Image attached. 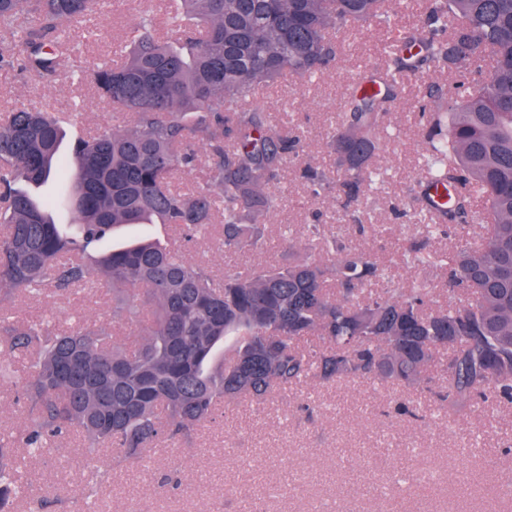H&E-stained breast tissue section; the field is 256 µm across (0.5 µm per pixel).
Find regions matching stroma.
<instances>
[{"label":"stroma","instance_id":"1","mask_svg":"<svg viewBox=\"0 0 512 512\" xmlns=\"http://www.w3.org/2000/svg\"><path fill=\"white\" fill-rule=\"evenodd\" d=\"M158 26L168 21V0H107L102 13L80 22L78 65L90 68L110 59L142 15ZM421 0H401L390 25L360 23L341 34L342 54L335 66L307 86L288 78L251 99L254 110L275 116L302 131L296 157L284 164L279 185L285 200L271 218L267 253L241 255L240 263L287 264L289 252L279 236L289 226L302 237L305 225L319 224L326 236L352 238L376 257L397 283L426 282L444 292L447 272L432 264L413 266L402 256L420 216L410 205V189L423 177L424 139L419 111L440 110L427 99L429 84L451 91L456 77L432 66L406 76L401 97L391 106L392 128L375 164L382 183L346 202L342 191L313 195L299 173L305 165L331 172L336 158L324 139L348 89L361 72L383 67L395 30L420 31ZM24 105L72 112L64 127L60 156L71 161V143L83 132L119 129L135 122L129 112L103 105L93 88L78 86L67 72L34 80L17 69L0 68V114ZM363 224L365 235H353ZM151 237L182 250L190 263L203 264L214 279L224 276L219 231L183 243L177 229L151 224ZM16 318L45 321L50 330L112 323V286L98 281L78 294L46 292L7 299ZM418 400L420 418L399 417V403ZM28 417L21 380L0 382V434L20 433ZM64 454L26 457L24 472L33 481L29 499L17 512H31L44 498L46 512H512V404H498L470 415L438 409L425 387H403L364 379L311 382L276 391L261 402H232L200 428L190 443H169L144 462L113 464L111 454L96 465L106 475L95 504H85L87 476L78 453L80 440L60 442Z\"/></svg>","mask_w":512,"mask_h":512}]
</instances>
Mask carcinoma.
I'll list each match as a JSON object with an SVG mask.
<instances>
[{"label": "carcinoma", "mask_w": 512, "mask_h": 512, "mask_svg": "<svg viewBox=\"0 0 512 512\" xmlns=\"http://www.w3.org/2000/svg\"><path fill=\"white\" fill-rule=\"evenodd\" d=\"M392 0H175L162 34L144 16L117 59L72 79L91 81L133 126L75 139L76 173L59 193L76 216L56 223L23 185L58 173L69 114L18 107L0 118V302L15 294H67L104 278L112 321L51 333L0 311V380L29 354L24 396L29 448L81 432L86 454L135 462L166 442L191 439L229 401H260L308 381L428 379L446 411L512 402V0H423L425 30L396 34L387 64L363 74L326 131L349 200L380 177L373 158L391 128L402 77L430 64L478 77L456 82L444 112H422L423 167L412 201L448 234L477 220L487 238L450 252L410 239L408 264L448 270V305L413 280L380 288L384 272L353 241L307 225V255L286 265L224 266L222 283L179 251L148 237L113 241L117 230L173 224L184 240L222 224L224 249H258L280 196L278 183L300 138L250 108L261 86L307 81L335 63L332 32L361 21L389 23ZM100 0H0V66L34 79L57 74L75 52L74 23ZM491 68L483 70L486 62ZM204 164L186 192L180 172ZM315 192L334 178L305 168ZM483 212L472 210V198ZM24 485L15 441L0 435V512H15Z\"/></svg>", "instance_id": "carcinoma-1"}]
</instances>
